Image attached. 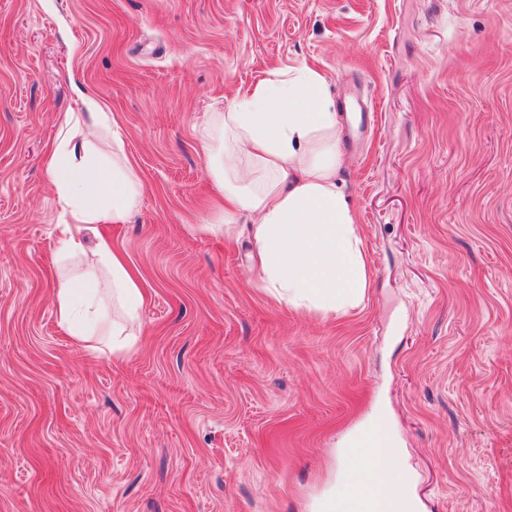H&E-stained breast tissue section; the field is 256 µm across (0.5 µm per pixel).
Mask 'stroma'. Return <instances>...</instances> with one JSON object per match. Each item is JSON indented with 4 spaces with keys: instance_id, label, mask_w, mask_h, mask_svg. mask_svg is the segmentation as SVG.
Here are the masks:
<instances>
[{
    "instance_id": "1",
    "label": "stroma",
    "mask_w": 512,
    "mask_h": 512,
    "mask_svg": "<svg viewBox=\"0 0 512 512\" xmlns=\"http://www.w3.org/2000/svg\"><path fill=\"white\" fill-rule=\"evenodd\" d=\"M326 78L369 286L324 316L215 232L201 141L272 73ZM99 94L143 190L59 258L44 165ZM108 234L122 360L57 324ZM386 419L419 512H512V0H0V512H316Z\"/></svg>"
}]
</instances>
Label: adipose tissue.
I'll use <instances>...</instances> for the list:
<instances>
[{"mask_svg":"<svg viewBox=\"0 0 512 512\" xmlns=\"http://www.w3.org/2000/svg\"><path fill=\"white\" fill-rule=\"evenodd\" d=\"M82 111L62 127L46 169L64 220L57 254L81 251L88 224H121L135 208L142 184L124 153V139L95 93L80 95ZM209 171L224 199L223 221H246L267 291L294 308L341 313L368 286L362 238L337 186L340 126L326 79L308 67L276 72L216 113L202 141ZM96 266L79 281L62 280L56 293L59 326L76 342L105 339L116 359L137 344L104 316L95 284L99 268L112 278V296L130 320L145 303L140 281L110 237H99ZM392 447L364 445L355 434L343 453L338 491L327 512H362L377 495L400 498L392 477Z\"/></svg>","mask_w":512,"mask_h":512,"instance_id":"adipose-tissue-1","label":"adipose tissue"}]
</instances>
